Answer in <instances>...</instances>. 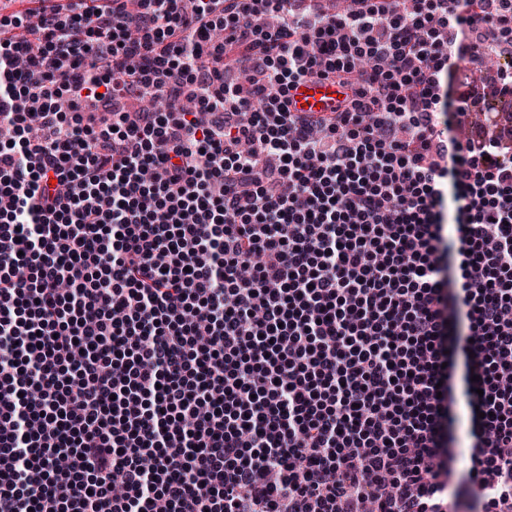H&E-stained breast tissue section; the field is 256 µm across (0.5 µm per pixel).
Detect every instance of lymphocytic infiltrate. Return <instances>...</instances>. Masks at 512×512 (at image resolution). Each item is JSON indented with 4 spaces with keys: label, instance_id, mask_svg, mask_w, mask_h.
<instances>
[{
    "label": "lymphocytic infiltrate",
    "instance_id": "1",
    "mask_svg": "<svg viewBox=\"0 0 512 512\" xmlns=\"http://www.w3.org/2000/svg\"><path fill=\"white\" fill-rule=\"evenodd\" d=\"M20 2L0 512H512V122L444 113L512 95L454 80L512 57V0ZM309 78L352 93L294 114ZM454 367L452 370L451 387L454 402L450 407L448 417V437L452 439L450 448L455 454H459L466 449L464 447L472 441L471 431L472 410L468 399L464 396L467 389V369L464 354L460 350L452 355Z\"/></svg>",
    "mask_w": 512,
    "mask_h": 512
}]
</instances>
